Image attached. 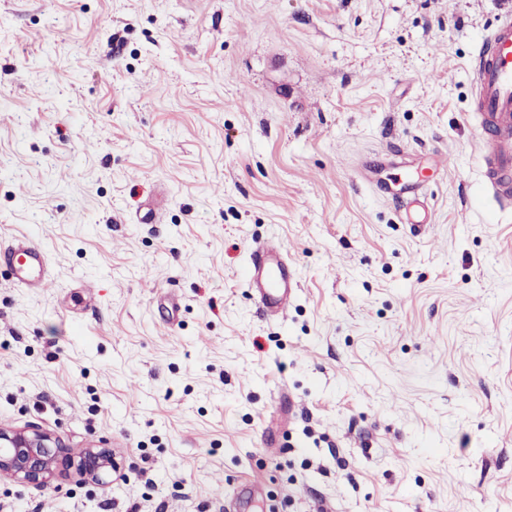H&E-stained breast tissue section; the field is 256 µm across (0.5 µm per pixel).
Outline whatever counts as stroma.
Wrapping results in <instances>:
<instances>
[{"mask_svg": "<svg viewBox=\"0 0 512 512\" xmlns=\"http://www.w3.org/2000/svg\"><path fill=\"white\" fill-rule=\"evenodd\" d=\"M510 8L0 0V248L49 272L0 264V426L119 464L0 478V512H225L255 479L249 512H512V208L471 68ZM425 169L417 232L377 187ZM268 240L283 318L242 279ZM10 265L17 284L27 288H43L48 259L45 251L27 238L18 239L9 247L0 261ZM243 277L271 316H282L299 289L295 267L281 245H252ZM85 480L94 484H103L112 475V449L86 448L77 463Z\"/></svg>", "mask_w": 512, "mask_h": 512, "instance_id": "35a3bbf8", "label": "stroma"}]
</instances>
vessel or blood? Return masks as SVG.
I'll list each match as a JSON object with an SVG mask.
<instances>
[{
  "mask_svg": "<svg viewBox=\"0 0 512 512\" xmlns=\"http://www.w3.org/2000/svg\"><path fill=\"white\" fill-rule=\"evenodd\" d=\"M474 116L484 149L483 177L488 192L501 207L512 206V16L503 15L485 38L475 71ZM420 180L403 188L402 220L417 229L431 222ZM0 260L9 264L17 284L43 287L48 259L45 251L29 239L17 240ZM244 281L262 308L282 316L295 299L299 280L294 265L279 245H252L244 270Z\"/></svg>",
  "mask_w": 512,
  "mask_h": 512,
  "instance_id": "1",
  "label": "vessel or blood"
}]
</instances>
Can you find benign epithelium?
<instances>
[{"mask_svg": "<svg viewBox=\"0 0 512 512\" xmlns=\"http://www.w3.org/2000/svg\"><path fill=\"white\" fill-rule=\"evenodd\" d=\"M77 465L83 478L103 484L112 475V449L87 448L74 461L68 448L52 433L0 427V473L15 482L47 485L60 469Z\"/></svg>", "mask_w": 512, "mask_h": 512, "instance_id": "1", "label": "benign epithelium"}]
</instances>
